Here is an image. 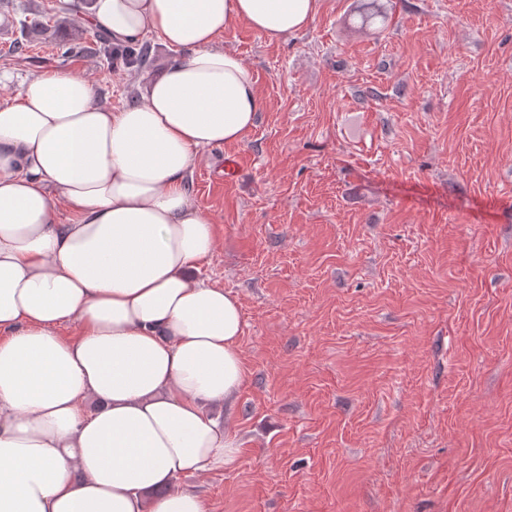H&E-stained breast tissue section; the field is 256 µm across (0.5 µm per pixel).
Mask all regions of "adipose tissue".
<instances>
[{
  "instance_id": "obj_1",
  "label": "adipose tissue",
  "mask_w": 512,
  "mask_h": 512,
  "mask_svg": "<svg viewBox=\"0 0 512 512\" xmlns=\"http://www.w3.org/2000/svg\"><path fill=\"white\" fill-rule=\"evenodd\" d=\"M318 7L94 0L85 18L113 41L154 32L175 52L141 99L112 111L59 70L0 106V512H204L169 485L239 453L204 406L243 384L244 321L195 275L217 239L189 174L261 110L224 33L277 41Z\"/></svg>"
}]
</instances>
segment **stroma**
<instances>
[{
    "mask_svg": "<svg viewBox=\"0 0 512 512\" xmlns=\"http://www.w3.org/2000/svg\"><path fill=\"white\" fill-rule=\"evenodd\" d=\"M320 0L271 42L221 39L262 110L239 143L200 150L195 202L215 221L200 278L235 294L247 376L213 409L240 452L177 479L206 512H512V0ZM68 0H0V105L59 63L20 22ZM152 65L70 72L119 110Z\"/></svg>",
    "mask_w": 512,
    "mask_h": 512,
    "instance_id": "stroma-1",
    "label": "stroma"
}]
</instances>
